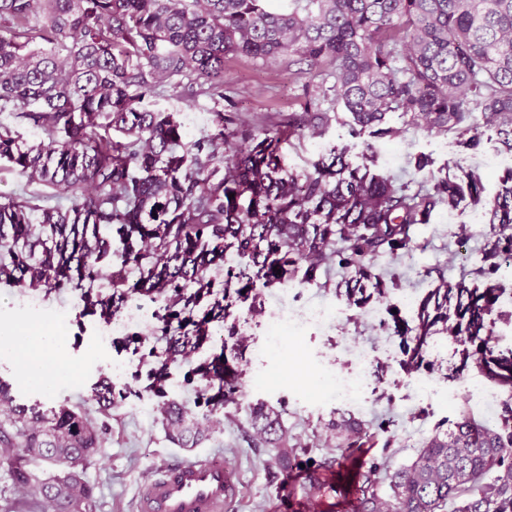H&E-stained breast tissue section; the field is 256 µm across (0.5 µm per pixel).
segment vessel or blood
<instances>
[{
    "instance_id": "vessel-or-blood-1",
    "label": "vessel or blood",
    "mask_w": 512,
    "mask_h": 512,
    "mask_svg": "<svg viewBox=\"0 0 512 512\" xmlns=\"http://www.w3.org/2000/svg\"><path fill=\"white\" fill-rule=\"evenodd\" d=\"M235 494L224 465L187 460L149 476L141 512H224Z\"/></svg>"
}]
</instances>
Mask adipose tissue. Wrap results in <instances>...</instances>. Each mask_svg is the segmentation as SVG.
I'll use <instances>...</instances> for the list:
<instances>
[{
	"mask_svg": "<svg viewBox=\"0 0 512 512\" xmlns=\"http://www.w3.org/2000/svg\"><path fill=\"white\" fill-rule=\"evenodd\" d=\"M0 345L9 348L19 381L36 378L48 385L56 377L78 372L68 356L65 336L41 322L11 323L0 327Z\"/></svg>",
	"mask_w": 512,
	"mask_h": 512,
	"instance_id": "adipose-tissue-1",
	"label": "adipose tissue"
}]
</instances>
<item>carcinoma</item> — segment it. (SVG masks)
Masks as SVG:
<instances>
[{"label": "carcinoma", "instance_id": "obj_1", "mask_svg": "<svg viewBox=\"0 0 512 512\" xmlns=\"http://www.w3.org/2000/svg\"><path fill=\"white\" fill-rule=\"evenodd\" d=\"M239 55L297 56L306 72L333 79L322 96L346 114L341 124L352 138L394 134L386 119L398 112L409 125L474 146L472 102L492 125L512 129V0H0V108L20 109L17 117L40 135L30 145L0 123V173L38 181L52 189L44 199L69 202L45 207L24 193L0 200V285L80 290L84 308L107 320L131 293L164 298L157 320L168 342L151 370L157 381L210 327L224 329L236 302L299 274L312 283L338 262L355 268V288L383 294L374 258L411 249L412 225L441 206L481 202L475 178L413 190L336 145L310 168L288 169L282 145L339 119L328 110L260 130L219 111L210 133L189 140L179 113L145 105L166 88L224 98L225 62ZM485 207L489 223L512 224V171ZM105 270L112 294L94 296L89 288ZM220 270L218 298L211 274ZM488 303L461 283L426 298L421 333L406 354L419 357L453 304L450 333L480 343L488 376L511 385L512 356L488 347ZM220 357L193 369L218 382L221 394L204 399L212 410L233 402L236 390L238 370ZM96 397L100 411H111L112 383H98ZM0 406L9 407L14 429L0 426V445L21 450L19 487L52 512L88 505L92 490L79 472L33 485L26 465L89 462L103 447L96 419L65 404H18L2 380ZM161 413L177 443L204 438L184 404L169 400ZM249 419L288 467L279 419L262 402L250 406ZM492 471L483 496L458 512L512 502V426L493 430L463 412L389 475V497L365 482L358 512H445Z\"/></svg>", "mask_w": 512, "mask_h": 512}]
</instances>
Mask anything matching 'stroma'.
<instances>
[{"label": "stroma", "mask_w": 512, "mask_h": 512, "mask_svg": "<svg viewBox=\"0 0 512 512\" xmlns=\"http://www.w3.org/2000/svg\"><path fill=\"white\" fill-rule=\"evenodd\" d=\"M322 81L319 75L300 74L298 65L284 58L266 62L237 56L226 62L223 98L205 93L185 98L167 91L150 98L147 106L179 113L193 137L207 130L216 110L260 128L308 106L329 108L322 97ZM469 122L481 135L479 143L457 145L451 152L446 144L455 142V134L431 132L391 115L394 135L374 142L376 170L427 188L445 176L463 184L474 176L483 186V199L492 198L502 177L512 171V148L491 131L479 109H471ZM497 230L482 206L467 199L456 208L434 212L429 223L412 226L410 251L375 260L374 270L385 283L384 295H371L364 302L349 297L345 282L355 270L335 265L318 273L314 283L288 281L266 290L255 309L239 305L236 333L245 360L236 400L212 414L196 403L201 383L192 370L220 355L221 337L212 336L178 358L170 378L157 382L150 376L153 356L165 348L154 333L158 303L138 294L128 298V306L141 311L140 320L128 328L138 340L121 346L108 336L111 321L86 312L78 293L2 287L0 319L60 326L69 340L70 356L81 370L80 377L57 378L50 392L29 387L15 389L14 394L21 403L43 399L95 415L98 381H112L121 390L123 398L107 421L99 455L79 467L93 489L90 512H140L148 476L187 459L228 466L237 494L224 512H341L368 478L375 480L380 496H389L388 473L409 466L428 439L446 430L460 410H469L494 428L512 409V384L487 377L476 344L439 333L433 346L411 361L402 338L417 328L425 298L461 282L481 292L493 289L486 320L495 327L494 348L504 354L512 350V270L485 258ZM313 304L337 310L331 327L311 325L277 342L268 339L262 323L270 311ZM362 356L372 374L368 392L353 402L336 399L328 388L331 376L355 372ZM170 399L184 402L191 416L202 420L206 439L191 447L172 442L160 413ZM257 401L280 415L288 437V468L274 462L269 448L252 442L248 406ZM344 421L361 423L375 446L338 447L334 426ZM14 454L11 448L0 452V512H51L40 498L15 484Z\"/></svg>", "instance_id": "1"}]
</instances>
